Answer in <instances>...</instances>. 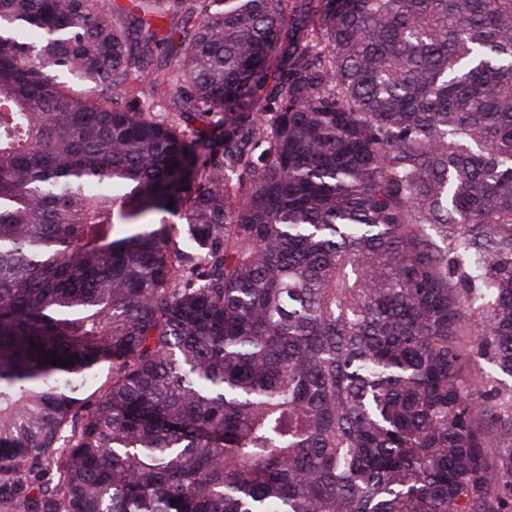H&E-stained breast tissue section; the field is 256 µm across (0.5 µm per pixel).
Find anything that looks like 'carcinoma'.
Segmentation results:
<instances>
[{
  "label": "carcinoma",
  "instance_id": "obj_1",
  "mask_svg": "<svg viewBox=\"0 0 512 512\" xmlns=\"http://www.w3.org/2000/svg\"><path fill=\"white\" fill-rule=\"evenodd\" d=\"M186 2L0 0V512H512V0ZM469 378L477 387H482L492 380L501 382L504 386L512 385V378L503 374L494 364L487 362L476 353L472 355V361L469 366Z\"/></svg>",
  "mask_w": 512,
  "mask_h": 512
}]
</instances>
